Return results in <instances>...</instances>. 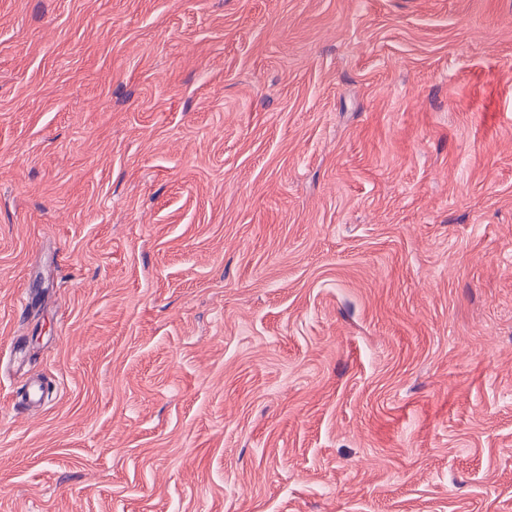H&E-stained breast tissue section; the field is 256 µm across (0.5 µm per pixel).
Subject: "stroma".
Wrapping results in <instances>:
<instances>
[{
  "label": "stroma",
  "instance_id": "35a3bbf8",
  "mask_svg": "<svg viewBox=\"0 0 512 512\" xmlns=\"http://www.w3.org/2000/svg\"><path fill=\"white\" fill-rule=\"evenodd\" d=\"M0 512H512V0H0Z\"/></svg>",
  "mask_w": 512,
  "mask_h": 512
}]
</instances>
